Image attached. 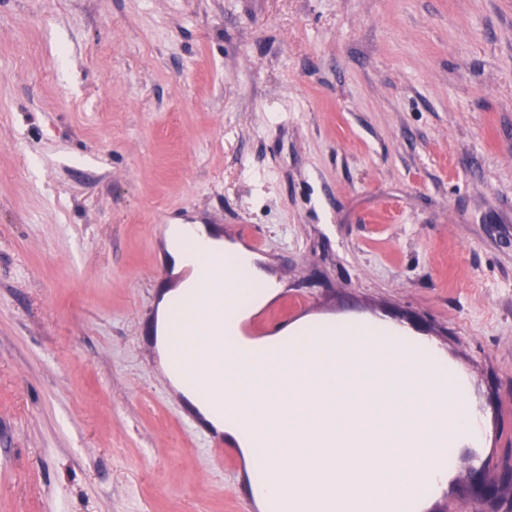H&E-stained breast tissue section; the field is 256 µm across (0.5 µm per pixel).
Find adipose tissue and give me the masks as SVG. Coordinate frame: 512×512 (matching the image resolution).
Segmentation results:
<instances>
[{"label":"adipose tissue","mask_w":512,"mask_h":512,"mask_svg":"<svg viewBox=\"0 0 512 512\" xmlns=\"http://www.w3.org/2000/svg\"><path fill=\"white\" fill-rule=\"evenodd\" d=\"M168 234L174 267L187 277L180 288L164 294L158 306L162 319L175 300L207 285L204 254L220 248L199 224H173ZM221 331V324L202 310L189 324L186 340L207 355L218 346ZM224 365V359L207 355L200 367L216 384L202 412L248 456L254 453L250 432L225 420L224 412L249 417L274 471L288 474L286 512H316L324 496L334 500L335 512H350L343 494L349 483L364 493L365 512H386L375 487L413 488L423 471V442L458 436L472 415L470 406L448 388L438 387L427 397L410 389L405 362L398 358L380 364L374 346L366 342L329 346L313 374L303 366L288 375L273 365L253 368L229 399L224 396Z\"/></svg>","instance_id":"ef3b65f1"}]
</instances>
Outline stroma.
Wrapping results in <instances>:
<instances>
[{
	"label": "stroma",
	"instance_id": "stroma-1",
	"mask_svg": "<svg viewBox=\"0 0 512 512\" xmlns=\"http://www.w3.org/2000/svg\"><path fill=\"white\" fill-rule=\"evenodd\" d=\"M170 224L426 333L502 478L512 0H0V512H252L158 363Z\"/></svg>",
	"mask_w": 512,
	"mask_h": 512
}]
</instances>
